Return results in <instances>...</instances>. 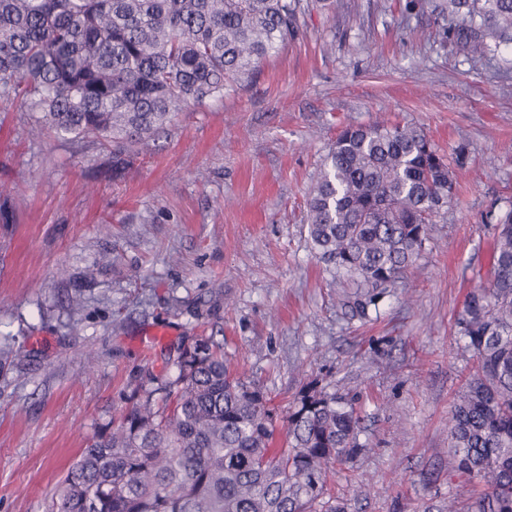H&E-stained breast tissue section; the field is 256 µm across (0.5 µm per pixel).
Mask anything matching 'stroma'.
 <instances>
[{
  "mask_svg": "<svg viewBox=\"0 0 512 512\" xmlns=\"http://www.w3.org/2000/svg\"><path fill=\"white\" fill-rule=\"evenodd\" d=\"M447 27L430 0H314L252 82L177 113L117 168L111 147L0 100V512H46L113 409L198 336L278 409L306 384L356 397L346 512L472 499L448 474V417L473 366L457 322L490 277V218L512 210V44L474 60ZM382 115L467 164L361 315L311 248L306 194L339 131Z\"/></svg>",
  "mask_w": 512,
  "mask_h": 512,
  "instance_id": "stroma-1",
  "label": "stroma"
}]
</instances>
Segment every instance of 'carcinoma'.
<instances>
[{
	"mask_svg": "<svg viewBox=\"0 0 512 512\" xmlns=\"http://www.w3.org/2000/svg\"><path fill=\"white\" fill-rule=\"evenodd\" d=\"M448 36L478 58L512 42V0H440ZM303 0H0V99L36 127L112 145H148L183 109L251 79L298 33ZM454 165L412 123L342 129L307 197V235L356 288L340 301L378 306L412 266L427 224L451 198ZM492 278L459 319L476 358L448 420V474L476 486L444 512H512V211L493 224ZM176 377L132 389L57 483L50 512H345L328 492L363 450L349 400L305 387L284 416L224 363L213 338L185 346ZM286 442L278 444L277 422Z\"/></svg>",
	"mask_w": 512,
	"mask_h": 512,
	"instance_id": "carcinoma-1",
	"label": "carcinoma"
}]
</instances>
